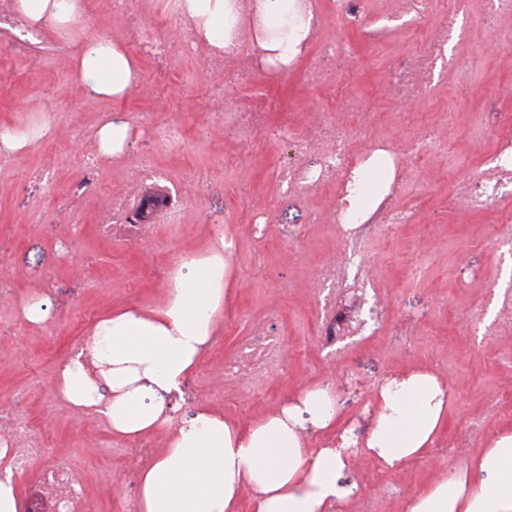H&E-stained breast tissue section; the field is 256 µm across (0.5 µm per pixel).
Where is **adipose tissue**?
I'll list each match as a JSON object with an SVG mask.
<instances>
[{"label":"adipose tissue","instance_id":"ef3b65f1","mask_svg":"<svg viewBox=\"0 0 512 512\" xmlns=\"http://www.w3.org/2000/svg\"><path fill=\"white\" fill-rule=\"evenodd\" d=\"M197 39L220 51L238 17L230 0H185ZM23 30L69 34L81 22L84 0H12ZM263 31L254 40L261 62L288 64L301 54L309 28L292 0H256ZM73 83L101 98L120 99L137 84L135 60L108 37L88 38L71 62ZM223 238L199 256L174 265L164 300L105 315L84 347L60 369V396L81 412L105 416L114 435L138 437L163 429L167 447L139 474L137 512H239L242 491L251 512H335L353 489L339 473L355 454L395 468L421 456L444 425L446 387L431 371L381 384L377 422L361 448L307 450L308 433L336 424V405L322 386L246 424L198 408L173 424L168 398L180 392L209 348L224 310L227 268ZM107 383L111 396L99 391ZM405 512H512V432L493 439L471 464L411 498Z\"/></svg>","mask_w":512,"mask_h":512}]
</instances>
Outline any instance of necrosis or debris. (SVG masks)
Returning a JSON list of instances; mask_svg holds the SVG:
<instances>
[{
    "label": "necrosis or debris",
    "mask_w": 512,
    "mask_h": 512,
    "mask_svg": "<svg viewBox=\"0 0 512 512\" xmlns=\"http://www.w3.org/2000/svg\"><path fill=\"white\" fill-rule=\"evenodd\" d=\"M454 32L453 25H445L430 40L427 48L416 57L412 69L396 71L387 77V86L394 104L415 97L419 87L416 74L433 67L442 54L443 46ZM267 139L285 141L300 155L307 157L305 166H288L279 173V182L286 192L306 196L316 190L332 191L338 197L336 207V233L345 251H352L355 225L405 224L410 217L392 203L390 197L372 210H352L349 196L358 178L364 173L362 159L351 152L350 136L339 125H330L326 146L319 147L299 138L283 125L263 126ZM463 193L472 208H483L489 200L512 194V143H498L491 162L473 176L464 186ZM320 297V324L317 342L321 350L334 349L350 332L351 325L336 311V273L327 269L314 283ZM281 347L280 339H271L267 345L245 344L224 364L225 374L239 376L261 372ZM0 445L9 446L10 466L13 473L29 472L34 457L44 455L46 447L36 432L32 417L0 404ZM36 483L45 489L58 512H84L83 489L79 480L62 464L42 469Z\"/></svg>",
    "instance_id": "obj_1"
}]
</instances>
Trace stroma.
<instances>
[{
	"mask_svg": "<svg viewBox=\"0 0 512 512\" xmlns=\"http://www.w3.org/2000/svg\"><path fill=\"white\" fill-rule=\"evenodd\" d=\"M318 4L325 36L353 41L352 52L327 56L311 45L279 71L246 70L239 60L213 66L207 47L172 35L168 0H137L120 12L111 0H88L84 22L69 36L0 47V130L49 124L0 166V401L30 413L47 442V457L32 471L50 461L75 470L88 512H127L136 504L138 475L128 465L158 455L165 434L113 436L103 417L78 413L59 396V365L106 312L159 303L174 263L203 253L219 231L230 251L224 317L176 401V420L206 405L250 423L327 384L335 392L336 429L311 435L308 447L344 433L361 443L375 423L377 387L401 373L433 370L448 389L446 422L434 443L393 469L355 456L342 481L358 490L343 512H405L408 499L512 428V320L498 322L491 336L463 326L471 309L490 308L494 291L512 289V248L502 245L505 231L494 222L497 211L512 209V195L476 212L457 193L498 142L512 140V13L467 0L447 56L420 78L421 99L395 112L383 79L446 24L444 11L368 40L337 17L333 0ZM150 28L166 41L164 55L144 43ZM96 36L112 38L139 64L141 79L123 99L99 98L72 82V53ZM340 95L365 103L364 112L335 115L351 132L353 154L364 157L383 144L401 159L395 204L412 219L360 235L347 269L364 281L367 298L342 288L336 302L378 309L381 319L327 353L316 342L312 282L341 257L328 222L336 198L284 193L279 172L299 156L259 128L241 127L231 113L258 110L266 123L316 140L323 134L319 111ZM111 113L132 128L116 158L99 156L92 137ZM168 124L182 127L180 145L156 136ZM118 185L134 190L121 207L127 215L141 204L144 187L172 197L171 208L154 211L142 242L105 231ZM261 224L267 234L258 232ZM33 294L50 299L45 324L21 314ZM257 336L282 337L279 365L253 383L226 377L224 363L237 345Z\"/></svg>",
	"mask_w": 512,
	"mask_h": 512,
	"instance_id": "35a3bbf8",
	"label": "stroma"
}]
</instances>
